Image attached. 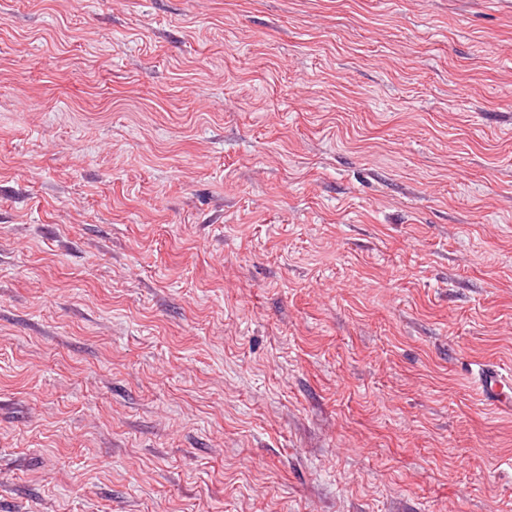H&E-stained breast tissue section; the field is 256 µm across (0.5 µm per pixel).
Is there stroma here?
<instances>
[{"label": "stroma", "instance_id": "35a3bbf8", "mask_svg": "<svg viewBox=\"0 0 512 512\" xmlns=\"http://www.w3.org/2000/svg\"><path fill=\"white\" fill-rule=\"evenodd\" d=\"M512 0H0V512H512ZM473 373L482 403L492 409L512 412L511 371L492 363H482Z\"/></svg>", "mask_w": 512, "mask_h": 512}]
</instances>
